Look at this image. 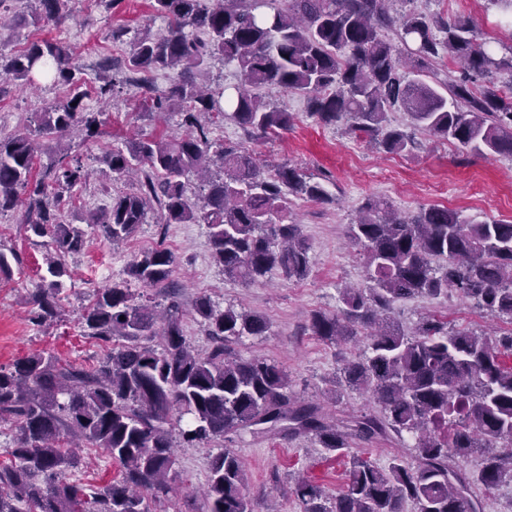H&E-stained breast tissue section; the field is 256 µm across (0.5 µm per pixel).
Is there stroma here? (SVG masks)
<instances>
[{
    "instance_id": "stroma-1",
    "label": "stroma",
    "mask_w": 512,
    "mask_h": 512,
    "mask_svg": "<svg viewBox=\"0 0 512 512\" xmlns=\"http://www.w3.org/2000/svg\"><path fill=\"white\" fill-rule=\"evenodd\" d=\"M411 7L429 13L463 14L477 25L481 39L507 42L504 21L488 0H414ZM67 18L62 25L41 27H0V51L23 49L29 42L48 38L76 47L86 81H94L99 62L106 57H127V46L113 42L112 29L127 25L159 34L164 28L155 18L151 0H122L109 11L98 0H68ZM8 93L0 96V137L24 132L32 113L41 112L69 96L68 87L38 77L28 85L8 83ZM272 104L292 112L290 131L278 137L253 139L231 119L212 125L210 137L217 142L244 145L260 163L287 164L305 173L324 177L326 189L336 198L330 206L290 198L288 207L311 249L310 272L305 279L289 280L272 272L266 283L246 286L225 278L212 257L208 229L203 224H160L148 214L146 224L122 245H112L97 227L84 225L85 242L76 252L66 254L67 271L60 294L65 310L62 321L50 326L33 322L28 296L47 274L43 238L23 224V208L0 215V251L17 253L19 264L10 276H0V366L12 365L35 351H46L61 362L96 365L106 353L94 339L83 336L77 325L82 308L95 289L124 276L130 260L164 242L177 258L174 279L179 284V300L184 310L182 325L187 342L195 352L206 354L211 342L192 307L205 296L218 307H234L263 316L269 330L263 336H245L234 343L235 353L244 358L258 356L277 363L288 374L289 395L300 401H323L337 417L373 410L368 394L347 391L335 395L341 356H355L361 344L350 342L343 348L326 343L307 331L312 313L335 312L338 290L359 284L363 260L346 236V227L363 199L378 195L395 209L414 213L429 205H443L462 219L481 222L492 219L512 221V158L499 155L462 154L452 145L437 141L424 131H415L417 149L409 155L390 154L357 140L340 127H326L309 117L305 100L277 87L265 89ZM141 96L127 86L101 104L96 97L85 98L87 111L102 112L100 137L84 141L77 153L91 178L76 189V206L64 210L65 223H76L81 214L107 206L113 194L128 190L122 180L100 173L104 150L136 133L181 134L182 117L166 113L158 122L138 117ZM395 314L405 329H412L423 316L447 317L457 328L474 331L503 328V320L493 318L462 299L457 293L433 298H415L397 303ZM228 447L241 458L253 512H302L294 496L298 480L320 485L336 494L344 482L348 460L320 448L310 438L284 440L246 433L228 443L206 447L177 444L176 473L170 478L168 498L147 500L148 512H206L203 496L213 455ZM83 463L73 470L72 481L102 488L118 479L120 465L100 448H80Z\"/></svg>"
}]
</instances>
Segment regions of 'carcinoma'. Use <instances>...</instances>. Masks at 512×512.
Masks as SVG:
<instances>
[{
	"label": "carcinoma",
	"mask_w": 512,
	"mask_h": 512,
	"mask_svg": "<svg viewBox=\"0 0 512 512\" xmlns=\"http://www.w3.org/2000/svg\"><path fill=\"white\" fill-rule=\"evenodd\" d=\"M65 0H37L23 22L59 25ZM398 0H152L167 28L154 37L127 26L112 40L130 46L129 70L142 74V111L184 115L178 136L132 137L101 157L119 179L136 173L135 186L112 197L106 208L80 218L117 243L130 238L157 211L159 224H205L224 276L243 285L272 271L302 280L310 270V244L290 216L291 196L330 205L324 185L299 168L264 171L240 144L209 138L206 123L229 117L256 139L293 126V113L265 102L262 87L275 85L306 98L308 114L324 126H343L355 138L387 153L410 154L412 134L390 123L404 112L415 128L453 144L461 152L512 157V45L498 54L479 39L468 16L421 12L399 14ZM459 63L465 75L444 83L447 94L419 78L438 57ZM231 65L241 83L235 93L202 86L209 60ZM121 63L99 62V93L113 90L109 72ZM73 49L56 40L31 42L7 56L0 75L25 82L39 74L70 88L66 103L37 113L35 134L0 137V212L19 205L36 236L49 237L53 280L33 291L34 321L49 325L61 315L57 257L77 251L84 232L62 221L60 207L88 172L65 138L102 134V113L83 104L85 82ZM172 75L158 88L154 76ZM216 160L222 175L202 181L196 200L184 179ZM361 216L347 225L349 241L364 260V280L339 290L333 314L315 312L308 329L339 345L360 339L363 354L343 360L349 387L370 394L378 410L328 419L319 403L288 396V375L264 358H242L230 344L260 336L268 328L256 314L220 310L202 296L193 304L212 347L193 353L184 336L180 305L173 300L176 257L164 247L128 263L126 278L98 288L79 316L82 334L108 346L92 368L63 364L41 351L0 368V424L17 429L10 462L0 464V512H84V497L96 512H148L145 495L170 492L176 464L168 425L182 421L184 443H213L250 429L293 440L312 437L329 452L351 442L414 437L416 465L395 459L380 467L356 453L343 490L330 498L301 481L294 493L304 512H481L476 489L512 483V328L480 333L448 327L435 316L411 333L392 319L397 302L437 298L454 289L512 324V223H472L446 207L414 215L386 199L365 198ZM142 286L133 289L131 283ZM172 297L163 312L147 290ZM66 397L65 402L59 396ZM68 437L102 448L121 467V478L90 490L67 481L79 455L60 442ZM484 450L478 478L454 467L451 457ZM206 512H252L239 455L224 448L213 455L205 489Z\"/></svg>",
	"instance_id": "cac0c4a2"
}]
</instances>
